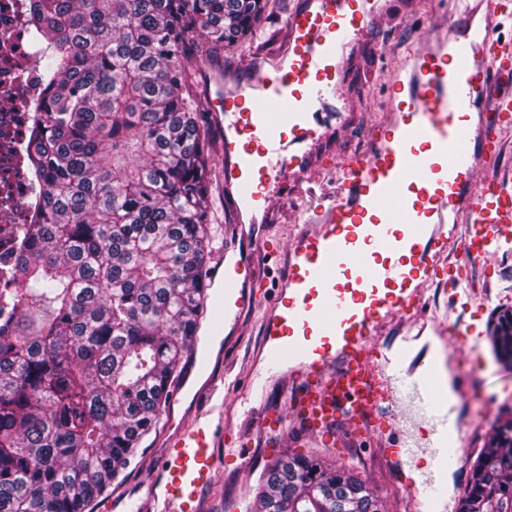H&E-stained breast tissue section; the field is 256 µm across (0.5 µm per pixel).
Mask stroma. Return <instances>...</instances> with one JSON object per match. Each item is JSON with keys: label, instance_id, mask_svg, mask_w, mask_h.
<instances>
[{"label": "stroma", "instance_id": "stroma-1", "mask_svg": "<svg viewBox=\"0 0 512 512\" xmlns=\"http://www.w3.org/2000/svg\"><path fill=\"white\" fill-rule=\"evenodd\" d=\"M296 3L297 0H268L267 11L253 38L218 50L212 62L202 66L194 94L199 108L210 104L208 74L241 68L255 50L275 49L283 34V20ZM451 26L444 0H389L387 14L372 21L348 54L340 93L349 116L343 126L320 143L319 162L311 164L304 173L309 183L332 186L333 176L325 169V160L368 147L373 131L385 118L387 86L396 64L407 53L420 49L432 33L448 31ZM471 271L475 279H491L481 308L478 350L473 355L465 350L460 353V367L467 375V394L457 410L473 426L467 438L470 448L477 451L484 448L495 426L512 419V364L499 361L492 349L499 314L512 311V243L504 245L491 260L472 262ZM263 327L262 311L254 307L243 314L240 335L202 336L198 352L205 355V362L185 368V386L179 403L160 416L155 430L141 445L138 463L129 469L126 478L113 483V493L132 494L144 484L162 452L165 428L190 418L195 395L209 377L223 376L228 386L248 382L250 356L261 344ZM291 450V442L285 438L276 448L254 447V464L249 469L224 468L216 483L205 492L208 512H244L254 496L262 469L277 454ZM314 452L328 463L358 474L379 496L386 512H409V494L378 454L351 440L341 447L318 446Z\"/></svg>", "mask_w": 512, "mask_h": 512}]
</instances>
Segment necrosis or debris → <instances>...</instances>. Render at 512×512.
<instances>
[{"mask_svg":"<svg viewBox=\"0 0 512 512\" xmlns=\"http://www.w3.org/2000/svg\"><path fill=\"white\" fill-rule=\"evenodd\" d=\"M32 0H0V279L18 278L13 228L28 222L35 178L20 149L31 108L44 94L31 27Z\"/></svg>","mask_w":512,"mask_h":512,"instance_id":"necrosis-or-debris-1","label":"necrosis or debris"}]
</instances>
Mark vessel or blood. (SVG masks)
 I'll return each mask as SVG.
<instances>
[{"mask_svg": "<svg viewBox=\"0 0 512 512\" xmlns=\"http://www.w3.org/2000/svg\"><path fill=\"white\" fill-rule=\"evenodd\" d=\"M387 9V0H299L275 51L214 76L208 112L224 129V194L237 219L271 220L274 199L300 188L318 140L344 122L346 51ZM448 12L460 28L395 66L384 123L366 150L334 161L335 190L311 194L290 243L240 235L225 244L210 274L214 329L236 335L243 310L264 307L249 384L232 413L206 391L207 409L168 437L134 512H206L224 464L251 465L252 435L237 417L296 448L346 432L396 472L428 452L429 512H456L439 489L469 450L440 369L476 349L479 331L462 316L433 320L427 292L444 288L453 312L482 305L469 262L512 239V191L481 176L498 166L512 127V0H448ZM257 251L276 276L256 269ZM398 322L431 331L442 356L408 341L381 352L383 329ZM271 381L284 401L264 399Z\"/></svg>", "mask_w": 512, "mask_h": 512, "instance_id": "b4317fda", "label": "vessel or blood"}]
</instances>
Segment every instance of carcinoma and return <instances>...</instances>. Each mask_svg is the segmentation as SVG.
Returning a JSON list of instances; mask_svg holds the SVG:
<instances>
[{
  "mask_svg": "<svg viewBox=\"0 0 512 512\" xmlns=\"http://www.w3.org/2000/svg\"><path fill=\"white\" fill-rule=\"evenodd\" d=\"M45 96L21 144L40 186L0 287V512H86L169 403L207 306L213 134L196 37L252 33L265 0H35ZM512 360V314L495 337ZM248 512H384L352 472L274 458ZM458 512H512V420Z\"/></svg>",
  "mask_w": 512,
  "mask_h": 512,
  "instance_id": "obj_1",
  "label": "carcinoma"
}]
</instances>
